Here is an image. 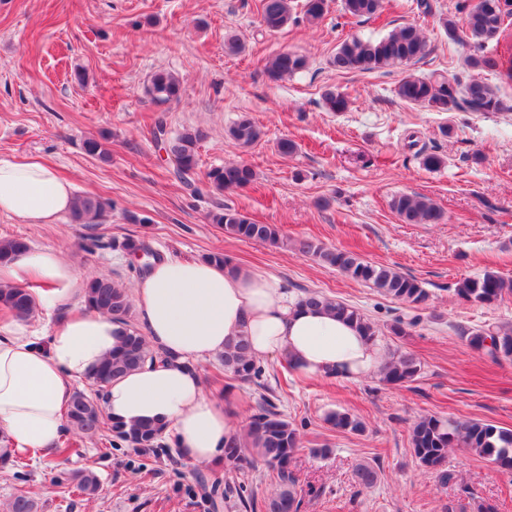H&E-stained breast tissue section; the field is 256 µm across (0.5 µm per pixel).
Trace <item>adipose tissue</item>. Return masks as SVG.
<instances>
[{
    "instance_id": "1",
    "label": "adipose tissue",
    "mask_w": 512,
    "mask_h": 512,
    "mask_svg": "<svg viewBox=\"0 0 512 512\" xmlns=\"http://www.w3.org/2000/svg\"><path fill=\"white\" fill-rule=\"evenodd\" d=\"M74 186L35 158H0V215L24 224H54L70 212ZM74 268L49 246L0 266V286H32L37 305L69 304ZM134 303L151 342L169 358L113 379L104 411L127 424L164 426L179 454L217 465L241 430L223 402L208 395L199 361L248 336L259 359L280 357L305 377L356 380L375 371L380 344L323 308L299 305L273 274L232 262L167 258L135 283ZM123 324L71 311L49 338L20 320L0 321V449L12 454L53 449L61 438L75 381L91 377L118 351Z\"/></svg>"
}]
</instances>
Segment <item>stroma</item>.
<instances>
[{
	"label": "stroma",
	"mask_w": 512,
	"mask_h": 512,
	"mask_svg": "<svg viewBox=\"0 0 512 512\" xmlns=\"http://www.w3.org/2000/svg\"><path fill=\"white\" fill-rule=\"evenodd\" d=\"M384 0L375 18L358 21L329 0L318 24L305 18L271 32L261 22L260 0H0V157H39L71 181L76 194L111 202L98 224H22L0 216V238L21 237L30 248L60 247L80 279L102 274L134 286L147 260L132 261L126 239L144 242L161 257L205 258L224 253L234 263L275 274L294 295L317 291L360 309L380 330L389 353L413 354L422 370L415 382L392 387L379 378L318 380L262 361L258 379L242 383L224 373L219 356L198 365L202 384L222 399L239 423L270 401L299 430L292 471L301 495L299 512H477V504L512 512V472L485 457L449 449L441 483L410 449V427L436 415L481 420L512 429V359L492 360L472 349L468 331L485 325L512 327V295L482 305L456 297L455 283L493 271L512 278V85H500L504 111L436 112L396 94L408 74L444 75L466 84L468 46L449 39L440 24L448 11L474 0ZM405 24L421 26L429 52L419 62L370 72L341 73L331 60L350 37L376 40ZM244 46L225 51L228 37ZM293 51L307 69L284 81L266 74L269 60ZM168 71L182 85L178 99L151 100L153 73ZM347 107L329 111L326 89ZM264 136L248 150L226 136L242 113ZM198 129L196 181L188 189L154 133ZM454 127L442 137V125ZM100 140L108 158L88 155L86 139ZM288 138L294 154H280ZM445 158L425 169L420 150ZM250 164L256 179L221 194L205 190L206 173L228 162ZM400 194L429 197L442 213L434 224H408L393 211ZM276 225L284 245L271 247L231 237L208 221L216 204ZM308 238L331 249L416 277L429 293L410 310L303 254L293 240ZM416 312L406 335L391 332L395 319ZM346 411L365 425L352 433L325 416ZM77 440L71 454L50 452L29 459L21 473L0 468V512L20 491L41 512H266L276 484L272 472L243 460L195 466L163 435L165 452L153 457L107 437ZM329 447L327 457L313 456ZM377 474L373 488L360 486L358 465ZM98 473L102 489L88 499L69 492L57 477L79 470ZM203 474L208 493L195 481Z\"/></svg>",
	"instance_id": "35a3bbf8"
}]
</instances>
